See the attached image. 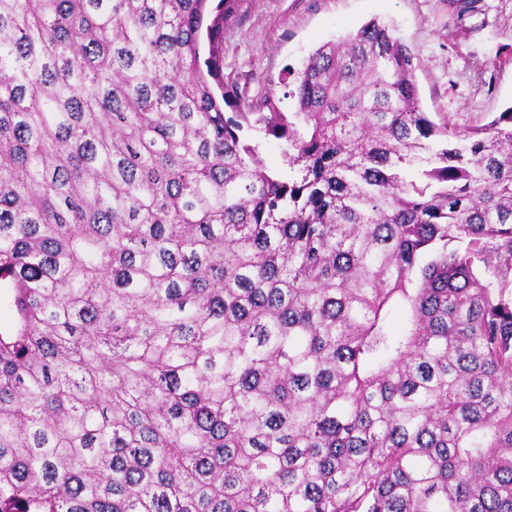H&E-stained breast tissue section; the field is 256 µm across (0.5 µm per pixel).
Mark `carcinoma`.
<instances>
[{
	"label": "carcinoma",
	"mask_w": 512,
	"mask_h": 512,
	"mask_svg": "<svg viewBox=\"0 0 512 512\" xmlns=\"http://www.w3.org/2000/svg\"><path fill=\"white\" fill-rule=\"evenodd\" d=\"M210 2L0 0V512H512V107L374 18L254 114ZM247 134L259 144L262 158L267 167L272 170H282L284 168L278 141L272 138H266L263 132L255 129L247 131Z\"/></svg>",
	"instance_id": "carcinoma-1"
}]
</instances>
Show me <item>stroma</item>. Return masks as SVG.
<instances>
[{
    "label": "stroma",
    "mask_w": 512,
    "mask_h": 512,
    "mask_svg": "<svg viewBox=\"0 0 512 512\" xmlns=\"http://www.w3.org/2000/svg\"><path fill=\"white\" fill-rule=\"evenodd\" d=\"M373 18L412 49L423 111L469 125L512 106V0H238L224 21V81L254 111H294L284 68Z\"/></svg>",
    "instance_id": "obj_1"
}]
</instances>
